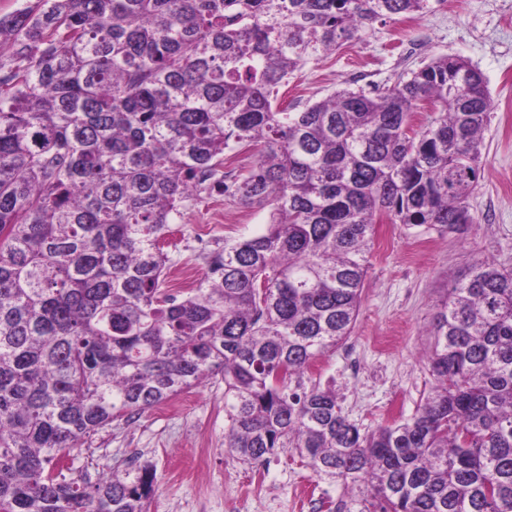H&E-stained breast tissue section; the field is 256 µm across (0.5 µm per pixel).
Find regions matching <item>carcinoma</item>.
<instances>
[{
    "label": "carcinoma",
    "instance_id": "carcinoma-1",
    "mask_svg": "<svg viewBox=\"0 0 512 512\" xmlns=\"http://www.w3.org/2000/svg\"><path fill=\"white\" fill-rule=\"evenodd\" d=\"M443 2L38 0L0 17V512H148L153 467L80 483L70 449L218 373L225 448L296 449L341 480L328 512H512V268L478 261L446 292L409 418L363 430L302 382L351 334L376 224L474 223L494 105L454 55L298 112L280 88ZM243 150L257 161L232 179ZM204 195L269 204V223L175 295L164 247Z\"/></svg>",
    "mask_w": 512,
    "mask_h": 512
}]
</instances>
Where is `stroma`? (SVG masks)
<instances>
[{
	"instance_id": "1",
	"label": "stroma",
	"mask_w": 512,
	"mask_h": 512,
	"mask_svg": "<svg viewBox=\"0 0 512 512\" xmlns=\"http://www.w3.org/2000/svg\"><path fill=\"white\" fill-rule=\"evenodd\" d=\"M459 55L483 75L496 109L484 133L486 163L468 199L474 218L440 234L382 224L369 255L362 305L350 337L318 357L305 383L335 386L351 421L374 429L414 413L430 377L420 361L426 330L446 288L475 261L512 268V0H446L434 11L375 24L361 40L308 64L288 85V100L307 104L342 82L371 88L394 82L437 55ZM269 206L206 198L179 218L166 286L192 270L204 278L225 241L260 232ZM145 463L156 471L149 512H327L340 480L317 476L292 448L246 463L224 447V383L213 379L170 402L82 439L70 475H100Z\"/></svg>"
}]
</instances>
